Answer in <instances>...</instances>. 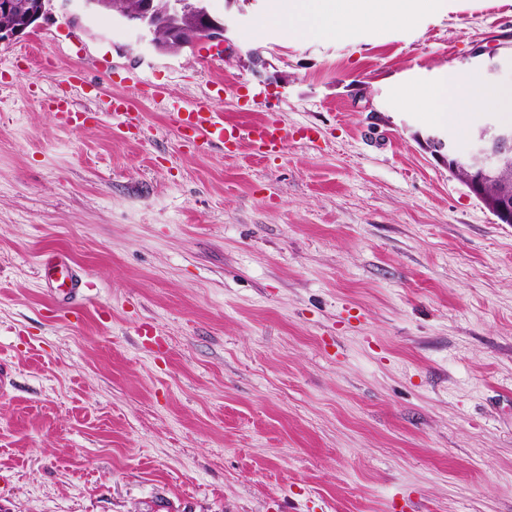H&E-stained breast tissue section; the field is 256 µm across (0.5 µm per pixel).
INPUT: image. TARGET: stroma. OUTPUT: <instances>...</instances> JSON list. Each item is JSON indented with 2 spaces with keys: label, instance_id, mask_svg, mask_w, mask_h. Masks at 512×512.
I'll use <instances>...</instances> for the list:
<instances>
[{
  "label": "stroma",
  "instance_id": "1",
  "mask_svg": "<svg viewBox=\"0 0 512 512\" xmlns=\"http://www.w3.org/2000/svg\"><path fill=\"white\" fill-rule=\"evenodd\" d=\"M447 2L291 39L206 0L212 57L53 0L0 44V512H512V224L401 98L512 89V0ZM177 105L295 138L199 152ZM48 255L88 284L62 312Z\"/></svg>",
  "mask_w": 512,
  "mask_h": 512
}]
</instances>
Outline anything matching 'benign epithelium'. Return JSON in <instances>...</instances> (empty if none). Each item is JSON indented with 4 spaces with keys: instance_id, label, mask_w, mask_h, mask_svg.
Listing matches in <instances>:
<instances>
[{
    "instance_id": "7a95c632",
    "label": "benign epithelium",
    "mask_w": 512,
    "mask_h": 512,
    "mask_svg": "<svg viewBox=\"0 0 512 512\" xmlns=\"http://www.w3.org/2000/svg\"><path fill=\"white\" fill-rule=\"evenodd\" d=\"M51 0H0V42L20 37L45 14ZM85 6L95 12L111 10L117 17L134 27L140 38L150 39L158 52H164L159 43L158 16L167 13L183 26L203 31L208 42L224 44V21L212 17L202 7L200 0H140L137 9L128 14L118 11L116 0H83ZM439 147L447 150L448 168L454 173L472 171L466 180L469 191L479 199L486 200L490 210L502 224H512V187L504 183L491 197H485V186L498 180L501 163L505 156L512 155V125L487 123L477 131L476 149L468 155L460 154L452 141H438Z\"/></svg>"
}]
</instances>
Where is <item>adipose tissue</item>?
Listing matches in <instances>:
<instances>
[{
  "label": "adipose tissue",
  "instance_id": "obj_1",
  "mask_svg": "<svg viewBox=\"0 0 512 512\" xmlns=\"http://www.w3.org/2000/svg\"><path fill=\"white\" fill-rule=\"evenodd\" d=\"M446 6L447 0H267L264 18L291 38L327 31L342 35L356 26L407 24ZM413 102L422 111L433 113L435 120L453 123L465 133L483 106L512 105V90L488 87L475 71L420 91Z\"/></svg>",
  "mask_w": 512,
  "mask_h": 512
}]
</instances>
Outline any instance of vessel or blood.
Returning a JSON list of instances; mask_svg holds the SVG:
<instances>
[{
    "instance_id": "obj_1",
    "label": "vessel or blood",
    "mask_w": 512,
    "mask_h": 512,
    "mask_svg": "<svg viewBox=\"0 0 512 512\" xmlns=\"http://www.w3.org/2000/svg\"><path fill=\"white\" fill-rule=\"evenodd\" d=\"M178 127L181 131L191 132L197 142L198 149L204 150L214 143L245 144L262 154H273L284 149L291 136V131L274 120L260 123L226 124L223 113L198 108L177 115ZM45 276L61 275L62 283L68 295H76L81 286L77 271L69 261L61 256H51L40 264Z\"/></svg>"
}]
</instances>
